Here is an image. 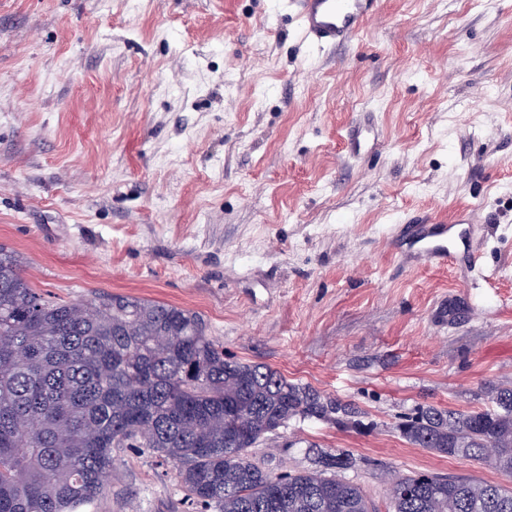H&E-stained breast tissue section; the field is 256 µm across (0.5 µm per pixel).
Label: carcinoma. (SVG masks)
Listing matches in <instances>:
<instances>
[{
	"label": "carcinoma",
	"mask_w": 512,
	"mask_h": 512,
	"mask_svg": "<svg viewBox=\"0 0 512 512\" xmlns=\"http://www.w3.org/2000/svg\"><path fill=\"white\" fill-rule=\"evenodd\" d=\"M0 247V512H79L112 475V449L150 448L178 467L200 512H373L338 476L345 452L274 475L252 448L292 420L338 422L347 407L262 363L224 354L204 320L99 292L55 302ZM491 407L421 406L402 437L512 478V387ZM389 512H512V486L439 473L395 475Z\"/></svg>",
	"instance_id": "obj_1"
}]
</instances>
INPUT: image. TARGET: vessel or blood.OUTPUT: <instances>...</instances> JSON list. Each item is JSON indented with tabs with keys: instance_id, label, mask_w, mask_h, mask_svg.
Returning <instances> with one entry per match:
<instances>
[{
	"instance_id": "vessel-or-blood-1",
	"label": "vessel or blood",
	"mask_w": 512,
	"mask_h": 512,
	"mask_svg": "<svg viewBox=\"0 0 512 512\" xmlns=\"http://www.w3.org/2000/svg\"><path fill=\"white\" fill-rule=\"evenodd\" d=\"M304 37L310 44L335 47L352 40L376 14L379 0H296ZM405 263L458 268L475 265L479 248L470 212L410 225L398 235Z\"/></svg>"
}]
</instances>
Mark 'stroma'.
<instances>
[{"label": "stroma", "mask_w": 512, "mask_h": 512, "mask_svg": "<svg viewBox=\"0 0 512 512\" xmlns=\"http://www.w3.org/2000/svg\"><path fill=\"white\" fill-rule=\"evenodd\" d=\"M467 208L475 268L403 263L399 226ZM0 245L351 407L258 443L272 473L349 453L377 512L395 472L500 481L399 426L512 382V0H381L324 51L283 0H0ZM112 455L83 512H195L174 463Z\"/></svg>", "instance_id": "1"}]
</instances>
